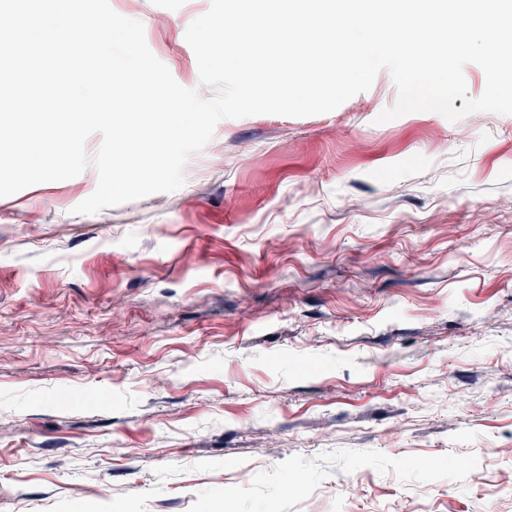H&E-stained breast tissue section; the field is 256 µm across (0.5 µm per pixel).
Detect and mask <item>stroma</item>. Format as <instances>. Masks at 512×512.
<instances>
[{
    "label": "stroma",
    "instance_id": "obj_1",
    "mask_svg": "<svg viewBox=\"0 0 512 512\" xmlns=\"http://www.w3.org/2000/svg\"><path fill=\"white\" fill-rule=\"evenodd\" d=\"M125 3L199 87L211 0ZM397 98L221 120L95 214L92 168L0 197V512H512V115Z\"/></svg>",
    "mask_w": 512,
    "mask_h": 512
}]
</instances>
